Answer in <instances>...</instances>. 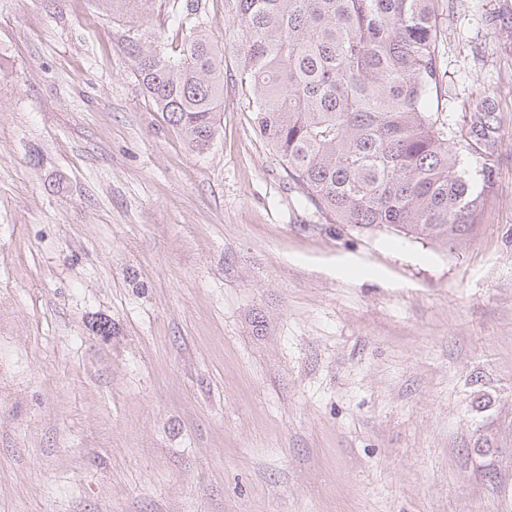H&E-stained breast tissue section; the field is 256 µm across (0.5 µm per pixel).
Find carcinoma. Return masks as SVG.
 <instances>
[{"label":"carcinoma","mask_w":512,"mask_h":512,"mask_svg":"<svg viewBox=\"0 0 512 512\" xmlns=\"http://www.w3.org/2000/svg\"><path fill=\"white\" fill-rule=\"evenodd\" d=\"M155 0H96L114 19L148 17ZM232 52L253 93L251 121L278 158L290 188L327 221L394 230L456 247L482 223L494 192L481 165L474 188L448 116L434 110L442 0H228ZM180 43L126 40L148 97L193 151L217 133L224 50L210 36L200 0H175ZM479 116L487 147L495 127Z\"/></svg>","instance_id":"carcinoma-1"}]
</instances>
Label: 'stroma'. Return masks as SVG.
Segmentation results:
<instances>
[{
	"label": "stroma",
	"mask_w": 512,
	"mask_h": 512,
	"mask_svg": "<svg viewBox=\"0 0 512 512\" xmlns=\"http://www.w3.org/2000/svg\"><path fill=\"white\" fill-rule=\"evenodd\" d=\"M495 116L455 248L327 223L233 53L191 151L94 0H0V512H512V0H448Z\"/></svg>",
	"instance_id": "stroma-1"
}]
</instances>
